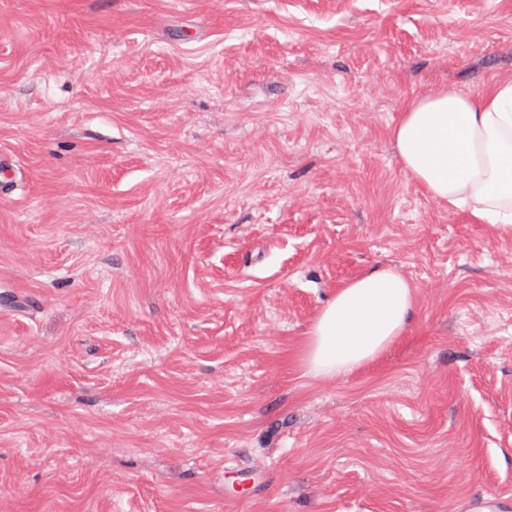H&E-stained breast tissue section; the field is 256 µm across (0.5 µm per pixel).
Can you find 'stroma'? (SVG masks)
Segmentation results:
<instances>
[{
  "label": "stroma",
  "instance_id": "stroma-1",
  "mask_svg": "<svg viewBox=\"0 0 512 512\" xmlns=\"http://www.w3.org/2000/svg\"><path fill=\"white\" fill-rule=\"evenodd\" d=\"M491 77L512 0H0V512H512V232L389 136ZM377 264L407 335L304 375Z\"/></svg>",
  "mask_w": 512,
  "mask_h": 512
}]
</instances>
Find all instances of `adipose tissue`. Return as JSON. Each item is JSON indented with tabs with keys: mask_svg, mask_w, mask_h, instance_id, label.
<instances>
[{
	"mask_svg": "<svg viewBox=\"0 0 512 512\" xmlns=\"http://www.w3.org/2000/svg\"><path fill=\"white\" fill-rule=\"evenodd\" d=\"M405 174L469 223L512 230V78L412 99L390 130ZM417 314L414 288L381 264L337 288L300 351L305 375L344 377L378 360Z\"/></svg>",
	"mask_w": 512,
	"mask_h": 512,
	"instance_id": "obj_1",
	"label": "adipose tissue"
}]
</instances>
